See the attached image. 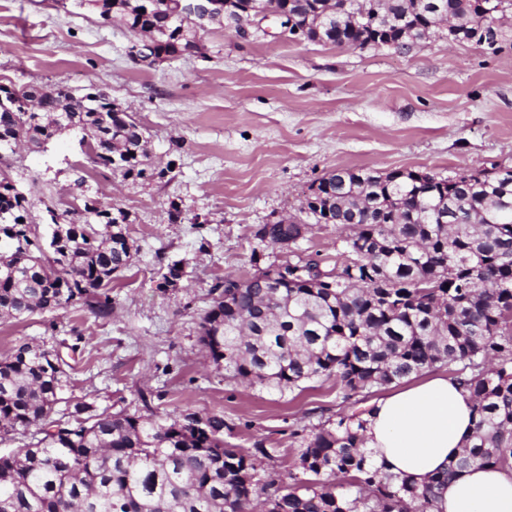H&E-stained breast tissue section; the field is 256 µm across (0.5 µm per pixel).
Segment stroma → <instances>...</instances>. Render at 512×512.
<instances>
[{
  "label": "stroma",
  "mask_w": 512,
  "mask_h": 512,
  "mask_svg": "<svg viewBox=\"0 0 512 512\" xmlns=\"http://www.w3.org/2000/svg\"><path fill=\"white\" fill-rule=\"evenodd\" d=\"M6 2L0 83L104 91L144 127L157 174L134 182L107 172L89 183L130 220L133 257L112 282L111 313L70 307L0 320V355L27 342L77 344L66 398L140 413L146 393L162 414L220 413L225 442L274 449L268 475L297 472V431L368 409L386 390L344 403L331 381L295 396L228 378L199 341L210 288L248 275L254 230L299 216L309 187L332 171L447 177L512 168V42L493 54L442 32L401 53L292 39L273 19L244 37L213 23L203 53L141 68L119 20L56 0ZM79 138L70 131L45 152L10 156L7 171L36 221L44 201L77 178ZM345 234L339 224L312 225L299 250L332 268ZM181 259L189 263L181 286L160 291L162 267Z\"/></svg>",
  "instance_id": "35a3bbf8"
}]
</instances>
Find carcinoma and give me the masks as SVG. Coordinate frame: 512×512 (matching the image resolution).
<instances>
[{
	"instance_id": "cac0c4a2",
	"label": "carcinoma",
	"mask_w": 512,
	"mask_h": 512,
	"mask_svg": "<svg viewBox=\"0 0 512 512\" xmlns=\"http://www.w3.org/2000/svg\"><path fill=\"white\" fill-rule=\"evenodd\" d=\"M73 2L105 21L120 17L138 37L129 50L135 63L199 49L194 26L173 17L176 0ZM265 4L291 14L312 42H389L405 51L435 32L431 21L443 12L461 40L479 44L512 0H356L358 20L332 11L329 0ZM68 130L82 133L83 169L153 176L143 126L104 92L0 84V161L17 140L39 153ZM84 184L75 180L79 207H46L56 220L42 233L28 195L0 172V319L76 306L108 312V288L132 259L128 216ZM309 208L327 224L357 213L336 267L296 255V225H260L254 272L212 285L200 341L233 379L281 393L332 379L344 402L448 367L471 392L477 422L447 475L419 488L381 472L363 448L365 421L353 414L301 436L298 467L311 478L265 480L258 466L273 455L260 442L226 445L222 414L205 416L200 430L195 413L98 412L81 401L56 410L70 387L69 363L54 345L25 343L0 357V439L27 438L0 453V512H246L253 503L259 512H432L448 476L476 462L512 463V176L461 174L427 187L412 170L362 180L333 171ZM268 247L290 259L259 266ZM279 267L311 271L314 282L256 284Z\"/></svg>"
}]
</instances>
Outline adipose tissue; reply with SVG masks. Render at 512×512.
<instances>
[{"instance_id":"1","label":"adipose tissue","mask_w":512,"mask_h":512,"mask_svg":"<svg viewBox=\"0 0 512 512\" xmlns=\"http://www.w3.org/2000/svg\"><path fill=\"white\" fill-rule=\"evenodd\" d=\"M365 420L377 466L424 486L447 472L477 418L470 393L437 376L373 401ZM434 512H512V467L471 465L439 489Z\"/></svg>"}]
</instances>
